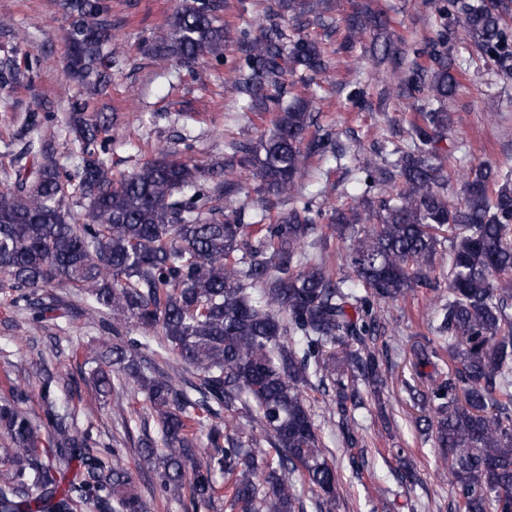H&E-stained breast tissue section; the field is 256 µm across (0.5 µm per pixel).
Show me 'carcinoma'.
Wrapping results in <instances>:
<instances>
[{"instance_id": "1", "label": "carcinoma", "mask_w": 512, "mask_h": 512, "mask_svg": "<svg viewBox=\"0 0 512 512\" xmlns=\"http://www.w3.org/2000/svg\"><path fill=\"white\" fill-rule=\"evenodd\" d=\"M327 2L277 0L278 9L254 18L259 34L240 33L241 57L224 77V95L248 112L274 113L269 132L231 142V159L217 174L164 156L116 179L105 158L107 118L89 111L123 64L111 0H63L67 74L78 95L61 125L65 137L41 136L13 155L0 184V292L25 303L37 326L66 316L59 293L69 290L106 313L113 332L144 330L102 352L91 378L102 394H118L131 381L143 395L163 451L147 439L141 452L159 456L162 488L189 484L190 512L221 499L228 512H304L297 481L321 507L337 490L332 453L304 387L316 378L322 393H335L343 415L361 404L358 379L382 393L389 370L376 342L375 306L416 288L438 292V247L446 243L448 298L431 321H439L455 367L422 394L420 421L443 455L459 512H512V168L467 163L463 197L451 202L443 145L454 125L444 104L466 64L448 48L455 23L462 21L477 51L511 77L512 0H425L432 37L381 42L377 59L392 65L396 95L412 101L419 118L394 162L367 159L358 168L365 191L393 188L378 223L359 235L362 216L351 208L328 224L331 235L350 240L356 288L309 253L324 214L299 190L311 156H344L334 131L307 137L317 124L314 75L333 61L299 29L309 17L326 26ZM222 12L224 0H181L167 28L148 39V53L185 63L222 58L229 40ZM344 28L351 47L384 33L387 21L364 5ZM29 68L27 56L0 59V89L21 83ZM295 73L303 92L286 102L283 80ZM71 146L79 155L70 173L57 155ZM31 153L40 159L28 161ZM246 167L267 198L291 202L267 224L224 213V199L243 190L239 169ZM76 200L88 201L85 213L72 210ZM159 349L195 371L198 397L148 365L142 351ZM25 400L17 386L0 402V437L12 449L0 472V512H73L78 503L95 512H145L128 468L105 460L90 433L57 413L51 378L42 388L47 436L21 407ZM243 411L270 448L245 447L235 426ZM197 431L206 435L204 448L194 447Z\"/></svg>"}]
</instances>
